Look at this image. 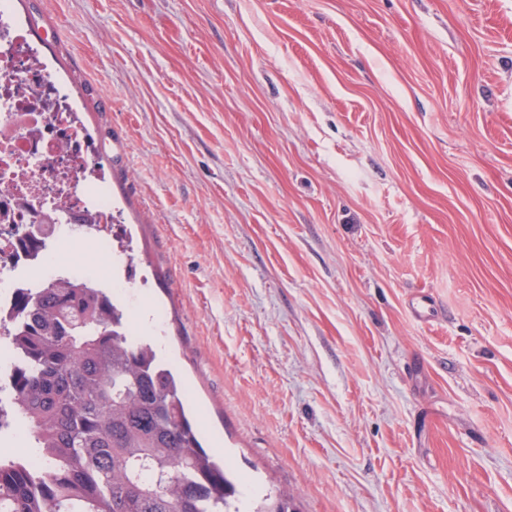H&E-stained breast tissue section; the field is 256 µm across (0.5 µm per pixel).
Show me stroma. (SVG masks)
I'll list each match as a JSON object with an SVG mask.
<instances>
[{
    "mask_svg": "<svg viewBox=\"0 0 512 512\" xmlns=\"http://www.w3.org/2000/svg\"><path fill=\"white\" fill-rule=\"evenodd\" d=\"M14 7L139 267L69 257L208 451L299 512H512V0Z\"/></svg>",
    "mask_w": 512,
    "mask_h": 512,
    "instance_id": "1",
    "label": "stroma"
}]
</instances>
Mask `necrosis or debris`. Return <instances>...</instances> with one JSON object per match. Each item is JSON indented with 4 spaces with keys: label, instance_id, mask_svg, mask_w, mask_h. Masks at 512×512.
I'll use <instances>...</instances> for the list:
<instances>
[{
    "label": "necrosis or debris",
    "instance_id": "necrosis-or-debris-1",
    "mask_svg": "<svg viewBox=\"0 0 512 512\" xmlns=\"http://www.w3.org/2000/svg\"><path fill=\"white\" fill-rule=\"evenodd\" d=\"M98 146L75 100L53 75L15 13L0 0V323L17 293L43 278L46 260L74 235L111 253L113 223L107 176ZM54 226L48 246L25 236Z\"/></svg>",
    "mask_w": 512,
    "mask_h": 512
}]
</instances>
